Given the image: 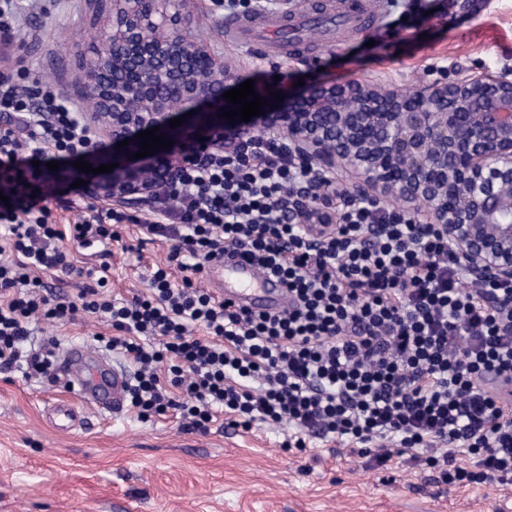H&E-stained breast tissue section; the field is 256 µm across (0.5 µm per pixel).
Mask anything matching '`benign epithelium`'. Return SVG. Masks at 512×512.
<instances>
[{
    "instance_id": "1",
    "label": "benign epithelium",
    "mask_w": 512,
    "mask_h": 512,
    "mask_svg": "<svg viewBox=\"0 0 512 512\" xmlns=\"http://www.w3.org/2000/svg\"><path fill=\"white\" fill-rule=\"evenodd\" d=\"M473 4L448 0V20L471 14ZM192 27L180 0H111L101 46L78 58L83 90L97 104L84 120L112 141V156L92 152L87 161L117 164L88 184L90 194L130 205L175 179L168 149L149 156L148 180L124 169L147 129L175 144L218 135L227 145L248 135L250 123L220 118L237 109L223 99L231 74ZM255 92L268 99L264 125L311 169L309 186L288 193L287 209L308 243L319 239L317 225L334 224L336 194L326 187L341 170L352 181L347 198L435 227L472 284L512 283V220H503L512 217V67L458 66L452 81L409 91L376 77L319 84L298 97L284 91L281 101L272 89ZM178 117L181 125L169 127Z\"/></svg>"
}]
</instances>
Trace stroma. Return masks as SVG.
Masks as SVG:
<instances>
[{"mask_svg": "<svg viewBox=\"0 0 512 512\" xmlns=\"http://www.w3.org/2000/svg\"><path fill=\"white\" fill-rule=\"evenodd\" d=\"M110 0H20V27L0 56L24 59L41 81L63 88L85 106L76 57L99 44ZM378 16L368 32L309 35V55L268 57L227 45V7L194 0L195 35L220 55L234 79L273 83L288 72V91L321 81L386 77L415 88L432 66H512V0H479L475 12L449 22L439 0H371ZM111 248V294L128 299L146 287L152 265L170 243L142 239L121 226ZM85 257L88 267L104 261ZM104 319L44 325L60 343L94 344L110 335ZM58 396L46 378L0 369V512H512V484L448 486L408 457L378 465L358 445L310 438L304 454L284 452L287 427H231L218 415L207 434L181 429L174 415L143 422L129 410L112 416L87 408L83 426L61 430L45 416Z\"/></svg>", "mask_w": 512, "mask_h": 512, "instance_id": "1", "label": "stroma"}]
</instances>
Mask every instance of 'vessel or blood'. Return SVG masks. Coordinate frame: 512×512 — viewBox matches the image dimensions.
Wrapping results in <instances>:
<instances>
[{
    "instance_id": "1",
    "label": "vessel or blood",
    "mask_w": 512,
    "mask_h": 512,
    "mask_svg": "<svg viewBox=\"0 0 512 512\" xmlns=\"http://www.w3.org/2000/svg\"><path fill=\"white\" fill-rule=\"evenodd\" d=\"M339 16L343 25L366 32L374 24L367 0H343L333 6L317 0H298L293 11L260 16H242L225 25L224 35L233 43L261 45L267 54L284 56L301 49L299 32L306 26L322 25ZM207 280H218V292L236 308L255 312H278L288 306V289L276 279L260 277L253 266L238 257L227 256L205 270ZM55 386L64 389L69 402L56 403L48 410L49 421L57 428L73 429L81 420V408L89 404L112 414L121 413L131 385L129 371L89 346L72 344L61 349L54 371Z\"/></svg>"
}]
</instances>
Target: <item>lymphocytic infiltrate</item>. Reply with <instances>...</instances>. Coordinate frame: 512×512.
Returning <instances> with one entry per match:
<instances>
[{
    "label": "lymphocytic infiltrate",
    "mask_w": 512,
    "mask_h": 512,
    "mask_svg": "<svg viewBox=\"0 0 512 512\" xmlns=\"http://www.w3.org/2000/svg\"><path fill=\"white\" fill-rule=\"evenodd\" d=\"M102 148L67 93L32 79L21 59L0 60L1 369L48 374L53 343L32 344L33 324L100 316L113 329L105 348L135 366L138 418L172 412L201 434L221 412L246 430L285 424L289 453L305 451L310 435L392 441L425 453L445 484L512 483V407L486 384L512 386V284L467 288L437 231L373 205H345L336 228L307 246L286 196L308 171L271 135L232 150L185 149L175 181L143 216L90 203L79 221L59 225L52 211L70 202L44 192L48 162ZM127 223L171 248L145 292L119 302L107 292L109 264L79 266L72 250L121 242ZM228 252L284 281L288 308L252 313L199 287ZM58 271L92 283L52 293L43 276ZM464 455L471 467L458 464Z\"/></svg>",
    "instance_id": "1"
}]
</instances>
